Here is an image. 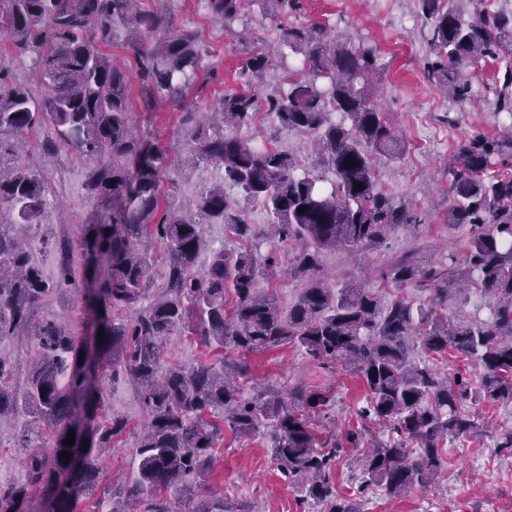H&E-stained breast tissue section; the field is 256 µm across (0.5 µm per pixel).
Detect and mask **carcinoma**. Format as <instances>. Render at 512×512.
Listing matches in <instances>:
<instances>
[{"label": "carcinoma", "instance_id": "obj_1", "mask_svg": "<svg viewBox=\"0 0 512 512\" xmlns=\"http://www.w3.org/2000/svg\"><path fill=\"white\" fill-rule=\"evenodd\" d=\"M144 2L0 0V35L11 54L31 57L47 89L38 97L0 68V214L9 219L0 221V338L31 336L38 349L22 385L15 365L0 357V421L21 407L34 415L18 443L26 481L0 490V512H74L80 499L107 481L97 454L126 428L120 417L98 421L104 391L79 360L83 341L53 319L32 325L54 291L14 233L17 225L35 233L45 227V181L19 162V138L36 125L51 131L41 143L44 152L71 149L97 163L88 188L99 210L79 233L82 273L75 275L72 246L66 245L57 281L98 284L85 294L93 310L132 311L125 320L101 317L104 337L97 345L101 376L133 382L146 414L122 483L125 499L139 500L141 512H176L164 498L173 489L190 500L201 496L189 512H253L246 503L204 490L226 427L243 437H267L281 477L301 501L323 506L321 512H357L333 477L345 446L364 449L365 487L393 496L435 481L445 443L486 432L482 415L468 404L512 401V136L474 134L454 145L447 222L469 230L462 256L450 252L423 262L408 253L379 270L380 285L417 288L424 301L394 296L385 302L372 288L330 282L322 274L323 252L373 249L390 228L425 223L415 205L377 186L376 164L397 160L407 149L374 104L372 89L382 74L378 44L366 37L340 40L320 22L281 26L279 47L299 56L302 69L289 76L288 89L261 97L269 68L288 71L287 58L235 30L245 0H205L212 17L241 39L239 77L253 90L224 92L203 117L187 96L197 83L217 79L215 72L201 71L211 48ZM416 2L429 46L424 72L451 100L471 95L463 76L468 65L512 55V11L475 0L466 19L451 0ZM261 6L273 20L303 9L302 0H261ZM116 27L126 32L133 76L109 52ZM149 34L155 36L151 47L145 45ZM493 94L496 114L512 131L511 64L495 79ZM135 96L147 108L165 98L190 137L192 166L223 171L222 181L202 191L190 210L161 200L162 178L173 162L137 132ZM261 101L278 127L314 135L311 166L235 134L253 124ZM226 186L237 195L228 196ZM243 202L265 209L266 234L257 236L242 220ZM300 206L306 207L302 213ZM213 222L224 225L240 247H211L203 227ZM155 236L167 250L166 283L142 308L153 270L146 249ZM283 241L295 245L287 265L278 249ZM204 252L209 261L199 271ZM283 268L305 281L286 315L274 295L257 291L259 279ZM470 291L492 299L487 317L450 309L457 295ZM182 332L238 357L163 364L166 339ZM288 344L320 365L339 362L362 380L366 403L345 434L320 439L306 413L334 400L328 389L285 394L259 387L251 397L241 396L251 380L242 357ZM416 345L427 356L453 353L474 362L479 380L415 359ZM375 425L387 430L385 438L373 437ZM71 432L74 444L66 446ZM63 451L71 453L67 462Z\"/></svg>", "mask_w": 512, "mask_h": 512}]
</instances>
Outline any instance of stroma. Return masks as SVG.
<instances>
[{
  "mask_svg": "<svg viewBox=\"0 0 512 512\" xmlns=\"http://www.w3.org/2000/svg\"><path fill=\"white\" fill-rule=\"evenodd\" d=\"M169 10L214 50L204 65L216 68L220 81L200 93L195 100L198 108L212 106L224 92L239 89L236 38L209 14L204 0H171ZM295 20L300 24L322 22L334 27L340 37L368 36L378 43L385 72L378 84L377 101L407 142L401 160L380 165L379 185L395 198L417 204L426 215L425 224L418 227H392L380 247L352 254L343 250L324 252L325 274L369 288L374 284L376 270L391 256L413 250L422 259L438 260L448 252H462L464 230L449 228L446 222L448 166L459 138L501 133L494 96L487 87L503 69V62L489 59L472 65L468 74L475 95L456 103L425 76L422 59L428 45L414 0H304L303 11ZM132 117L141 133L167 149L170 160L186 158L190 143L164 104H156L148 112L141 103H134ZM49 134L45 127L27 132L28 147L19 160L44 174L53 240L46 244L40 236L30 233L26 241L34 262L52 279L62 260V245L77 241L80 226L91 216L95 200L85 188L91 161L70 150L44 154L40 144ZM241 135L286 150L303 163L311 158L310 133L278 128L264 114ZM86 317L82 296L69 285L54 291L35 315L39 321H61L83 338L91 334ZM247 361L255 382L286 390L299 386L333 390L332 409L315 419L320 435L344 433L353 422L355 410L365 401V387L358 376L340 367H321L295 347L282 346L251 355ZM104 388V418L119 416L128 422L126 433L114 440L102 460L106 473L112 477L128 473L132 467L133 450L145 416L127 378L106 380ZM478 410L488 424V433L468 443H450L448 464L433 483L413 487L396 498L376 487L358 492V452L349 448L336 465L338 490L353 498L360 512H512V457L498 453L493 446L495 434L512 429V401L482 404ZM27 423L23 414L0 423L2 489L23 479L17 438ZM207 487L213 494L248 501L254 512H302L296 492L282 480L265 439L257 436L238 439L225 435Z\"/></svg>",
  "mask_w": 512,
  "mask_h": 512,
  "instance_id": "obj_1",
  "label": "stroma"
}]
</instances>
